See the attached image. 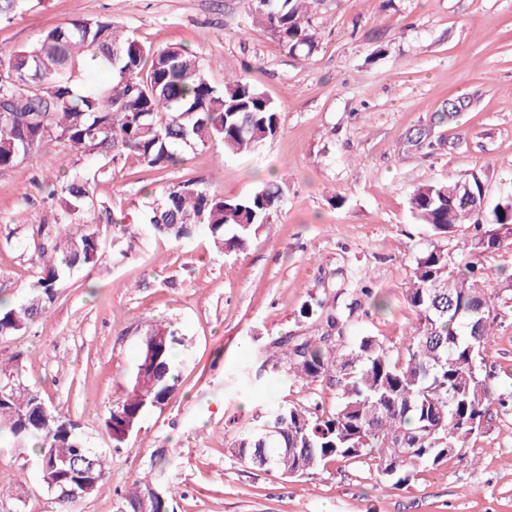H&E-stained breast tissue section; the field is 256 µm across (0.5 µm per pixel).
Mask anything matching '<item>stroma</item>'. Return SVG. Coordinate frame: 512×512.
Instances as JSON below:
<instances>
[{
	"label": "stroma",
	"mask_w": 512,
	"mask_h": 512,
	"mask_svg": "<svg viewBox=\"0 0 512 512\" xmlns=\"http://www.w3.org/2000/svg\"><path fill=\"white\" fill-rule=\"evenodd\" d=\"M309 15L318 38L305 59L254 23L248 0H19L0 17V52L108 18L154 45L189 46L213 84L241 74L280 107V133L257 152L200 148L165 172L126 156L94 187L98 210L134 218L171 183L202 180L237 199L277 177L281 205L245 250L203 235L116 237L35 323L0 336V356L105 461V489L74 512H117L116 490L148 472L175 489L174 512H512V405H492L461 456L401 489L367 463L286 480L230 454L268 401L273 341L326 331L302 305L335 297L354 309L347 335L399 346L415 260L435 244L452 263L483 267L496 298L483 372L496 393H512V237L477 254L469 225L438 241L410 209L415 187L451 177L478 176L490 206L512 195V0H313ZM420 128L430 144L417 149L408 139ZM58 152L0 170L1 300L20 302L35 282L38 227L60 210L49 196ZM154 320L176 332L180 385L117 447L102 419L128 391ZM0 487V512L19 498L26 512H55L35 460L1 447Z\"/></svg>",
	"instance_id": "1"
}]
</instances>
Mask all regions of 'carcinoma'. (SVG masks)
Here are the masks:
<instances>
[{
  "instance_id": "obj_1",
  "label": "carcinoma",
  "mask_w": 512,
  "mask_h": 512,
  "mask_svg": "<svg viewBox=\"0 0 512 512\" xmlns=\"http://www.w3.org/2000/svg\"><path fill=\"white\" fill-rule=\"evenodd\" d=\"M257 23L266 26L288 52L307 58L317 36L309 23L308 0H250ZM112 73V82L80 88L78 64ZM278 105L241 75L213 85L196 53L187 46L155 47L104 18L83 19L45 32L33 44L9 52L0 62V169L20 163L32 150L54 142L95 160L89 169L67 170L51 195L65 197L56 223L76 231L46 235L37 255L38 279L28 298L0 301V336L17 335L58 298L59 284L78 268L95 266L106 254L95 220L93 185L112 175V162L133 156L144 167L164 171L183 164L199 147L219 144L227 155L255 152L280 132ZM477 177L429 183L415 188L410 203L416 219L433 236L445 239L461 224L474 230V248L495 247L500 238L484 229L485 195ZM282 191L270 179L253 193L226 200L197 182L163 187L145 206L141 223L153 235L183 243L202 232L220 249L240 251L270 222ZM492 223L512 231V197L492 207ZM478 267H451L448 251L435 246L416 259L407 289L414 320L408 336L392 349L376 336L344 335L351 313L336 300L317 299L301 315H316L336 335L274 342L281 356L269 368L270 380L336 388V409L300 404L266 408L267 420L255 425L231 456L282 478L308 477L333 464L372 462L391 467L383 481L398 489L417 470H437L469 447L492 397L483 375L489 343L492 297L478 285ZM142 345L135 375L153 369L151 392L130 388L103 418L110 439L125 442L142 417L165 405L179 386L172 358L176 332L152 324ZM28 386L0 394V440L18 454L32 452L45 486L59 480L53 461L89 456L95 483L106 485L103 460L86 444L68 418L48 408ZM154 481L137 480L118 495L119 507L132 504Z\"/></svg>"
}]
</instances>
